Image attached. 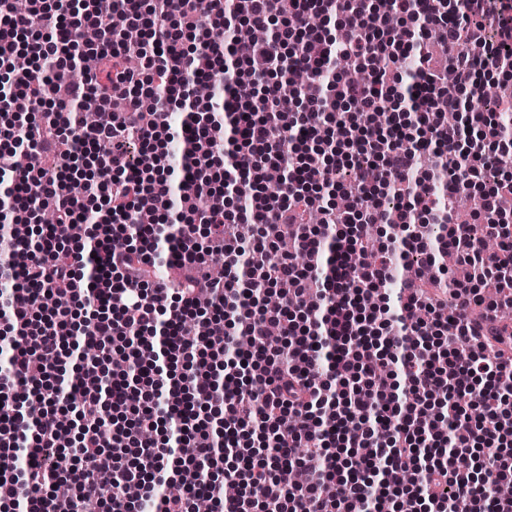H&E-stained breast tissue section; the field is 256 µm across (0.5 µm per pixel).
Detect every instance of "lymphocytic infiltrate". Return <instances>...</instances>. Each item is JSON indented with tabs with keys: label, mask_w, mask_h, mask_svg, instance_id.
<instances>
[{
	"label": "lymphocytic infiltrate",
	"mask_w": 512,
	"mask_h": 512,
	"mask_svg": "<svg viewBox=\"0 0 512 512\" xmlns=\"http://www.w3.org/2000/svg\"><path fill=\"white\" fill-rule=\"evenodd\" d=\"M119 21L141 29V42L121 40ZM220 25L224 41L211 40ZM270 27L267 42L246 35ZM86 29L96 34L90 55L111 71L83 70L53 98L20 79L21 54L31 68L69 72ZM1 41L0 137L10 147L0 184L11 204L0 216V319L14 336L0 369V487L11 490L0 512H84L90 502L195 512L202 496L212 512H376L382 498L419 512H512V497L492 495L512 480V355L498 345L512 332L498 322L512 304V226L498 206L512 177L475 189L482 169L512 155V137L467 106L489 77L512 78V0H290L284 13L279 0H32L24 11L0 0ZM405 56L420 64L408 85L395 70ZM339 57L368 80L321 84L298 93L301 111H283L285 68L316 78ZM201 82L213 88L206 104L188 99ZM99 98L120 110L82 124L73 105ZM173 102L191 107L178 130L166 120ZM222 127L225 143L213 135ZM66 141L61 163L43 167L42 154ZM431 152L446 159L435 177L424 171ZM269 169L282 176L273 191ZM340 170L355 186L341 213L324 196ZM410 182L413 203L377 204ZM460 194L480 203V235L467 224L431 240L419 233L447 223ZM49 199L54 223H35ZM313 210L316 225L305 221ZM145 213L151 226L139 224ZM77 224L93 234L73 250ZM243 224L251 238L239 236ZM373 224L402 236L368 237ZM283 226L293 250L268 262ZM130 229L134 242L116 250ZM449 249L468 279L392 273L398 256L417 252L435 267ZM216 251L220 280L206 267ZM352 251L361 261L348 268ZM175 255L183 284L159 294L151 270ZM489 278L509 294L484 300ZM272 287L283 293L270 308L260 297ZM49 293L61 299L52 310L40 305ZM244 334L254 338L247 350ZM73 348L94 352L76 376L66 368ZM116 355L126 372L112 371ZM87 378L96 387L74 408L78 434L64 438L51 422ZM432 413L452 431L433 429ZM185 444L195 455L180 454ZM298 468L307 478L295 484ZM63 471L74 489L65 503L53 489ZM174 483L180 495L168 494Z\"/></svg>",
	"instance_id": "1"
}]
</instances>
